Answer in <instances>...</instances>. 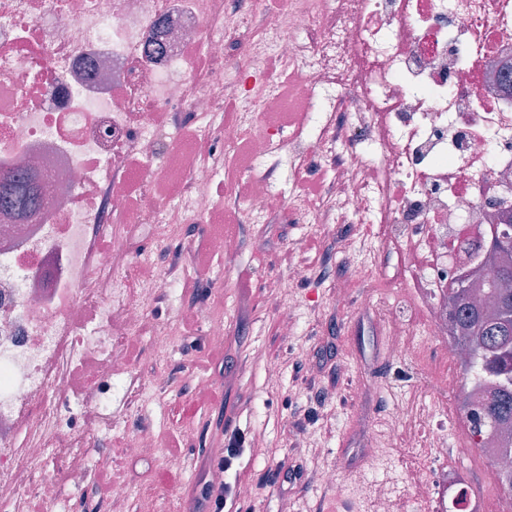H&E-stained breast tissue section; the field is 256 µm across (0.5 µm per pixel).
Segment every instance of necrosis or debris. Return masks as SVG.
<instances>
[{"mask_svg":"<svg viewBox=\"0 0 512 512\" xmlns=\"http://www.w3.org/2000/svg\"><path fill=\"white\" fill-rule=\"evenodd\" d=\"M269 54L299 76L306 119L254 135V116L285 105L261 69ZM511 69L512 0H279L274 11L268 0H0V175L27 165L45 200L30 219L0 211V512H19L26 476L55 501L41 476L50 458L85 477L93 424L79 412L108 408L104 384L123 382L117 350L148 323L162 284L112 246L114 228L149 224L167 240L209 223L217 175L244 141L292 176L332 168L320 193L289 194V223L380 231L370 262L401 294L365 296L378 351L429 355L442 374L433 392L404 386L386 432L364 427L371 456L404 459L395 486L371 481L373 512H434L441 449L497 462L496 435L444 428L462 361L448 346V290L467 277L483 301L494 268L474 246L512 224ZM248 95L247 116L225 121V100ZM175 114L206 147H176ZM162 151L176 167L155 166ZM177 171L172 202L156 188ZM91 353L93 383L70 391Z\"/></svg>","mask_w":512,"mask_h":512,"instance_id":"necrosis-or-debris-1","label":"necrosis or debris"}]
</instances>
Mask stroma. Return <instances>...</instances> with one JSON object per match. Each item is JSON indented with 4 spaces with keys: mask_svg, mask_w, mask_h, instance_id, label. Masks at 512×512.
<instances>
[{
    "mask_svg": "<svg viewBox=\"0 0 512 512\" xmlns=\"http://www.w3.org/2000/svg\"><path fill=\"white\" fill-rule=\"evenodd\" d=\"M237 163L238 171L225 172L214 189L223 223L187 225L176 248L159 247L148 224L129 233L130 259L149 261L162 274L178 257L181 271L164 301L151 303L149 328L129 336L124 346V376L137 405L119 399L104 413L81 411L99 424L98 435L87 442V482L64 479L58 460L43 470L58 486V512H98L106 501L90 496V481L135 471L141 479L130 486L126 512H141L148 499L156 512H193L205 486L214 483L209 459L222 455L226 434L239 430L260 437L263 445L247 449L224 473L236 488L224 512H370L369 502L352 488L360 477L383 472L356 446L358 413L368 405L371 419L381 421L406 367L379 358L374 328L360 308L366 291L388 299L396 291L380 271L354 275L358 257L340 251L338 237L311 232L302 257L291 255L290 238L304 232L289 223L286 198L274 199L268 223H253L239 206L249 188L240 172L249 163L247 150H240ZM223 234L240 243L238 255L227 261L208 250L209 240ZM348 275V296L338 299V283ZM290 297L300 304L293 336L284 335L275 309L276 299ZM199 304L225 319L224 348L206 344L205 321L191 314ZM187 322L194 329L190 337L180 333ZM156 327L180 333L161 362L153 352ZM271 364L277 377L267 374ZM298 417L306 420L305 448L289 433ZM144 429L158 435L159 446L153 457L131 460L120 443ZM172 458L177 466H169ZM329 471L346 484L344 494L324 482ZM448 481L467 486L478 507L512 512V496L480 457L449 462Z\"/></svg>",
    "mask_w": 512,
    "mask_h": 512,
    "instance_id": "obj_1",
    "label": "stroma"
}]
</instances>
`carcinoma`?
I'll return each mask as SVG.
<instances>
[{"mask_svg":"<svg viewBox=\"0 0 512 512\" xmlns=\"http://www.w3.org/2000/svg\"><path fill=\"white\" fill-rule=\"evenodd\" d=\"M43 203L40 186L24 170L0 179V210L18 217L36 214ZM495 265V277L486 288L493 307L465 303L470 286L462 278L448 293V321L468 343L469 352L485 373L486 384L466 388L464 404L481 392L482 404L473 414V426L512 435V233L504 230L484 244Z\"/></svg>","mask_w":512,"mask_h":512,"instance_id":"obj_1","label":"carcinoma"}]
</instances>
